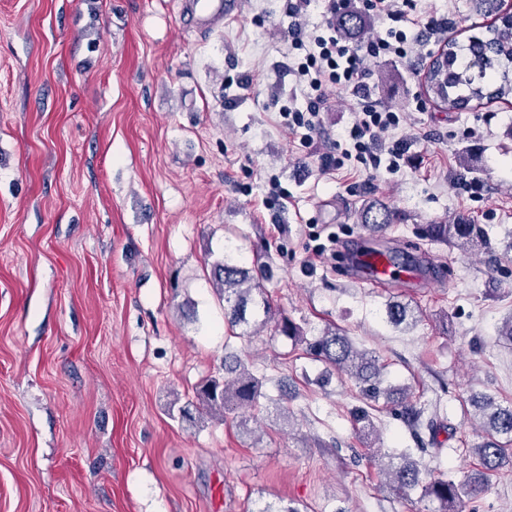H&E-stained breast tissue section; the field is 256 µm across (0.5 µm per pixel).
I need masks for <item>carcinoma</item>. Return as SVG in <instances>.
Segmentation results:
<instances>
[{"mask_svg": "<svg viewBox=\"0 0 512 512\" xmlns=\"http://www.w3.org/2000/svg\"><path fill=\"white\" fill-rule=\"evenodd\" d=\"M336 28L356 38L369 27L365 14L348 9L335 18ZM444 58L431 61L426 74L428 91L448 110L466 108L470 102L503 99L512 95V17L501 24L488 26V36L472 37L470 56L458 53L457 43L445 44ZM360 222L372 227L391 223L392 214L386 206L374 202L359 213ZM426 237L449 244L463 252L487 248L482 228L459 220L453 224H427ZM212 274L224 299V317L230 328L241 325L253 328L251 334L274 325L276 331L295 344L306 345V352L347 375L360 388L366 405L355 408L352 420L365 437L374 433L371 403L385 396L400 407V416L413 434L417 450L423 454L434 451L437 438L450 429L440 412L428 411L414 402L405 388L383 386L382 367L372 353L357 349L341 330L328 328L313 342L306 341L303 330L296 323L272 307L266 289L253 270L226 257L213 264ZM415 307L409 302L391 301L386 305L388 321L395 327L414 317ZM223 380L211 378L196 389V401H188L178 408L180 418L192 420V409H202L210 415H224L229 411L260 408L262 381L244 364L233 370L224 369ZM481 413L485 439L471 449L484 473L464 483H455L444 476H424L418 464L405 455L399 461L389 457L386 475L389 487L406 496L420 491V498L435 504L433 512H460L462 497L479 490L485 473L497 470L512 457V404L503 406L491 397L476 402Z\"/></svg>", "mask_w": 512, "mask_h": 512, "instance_id": "1", "label": "carcinoma"}]
</instances>
